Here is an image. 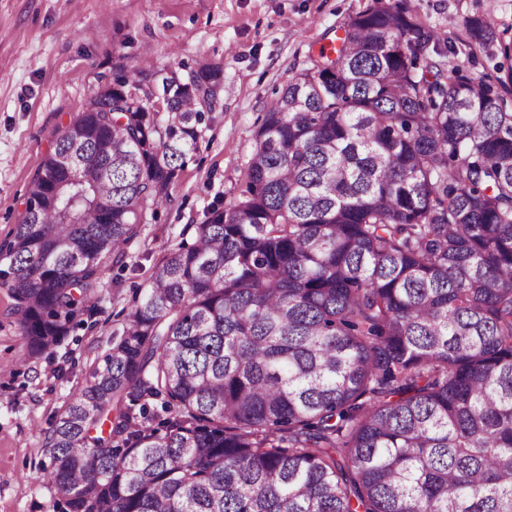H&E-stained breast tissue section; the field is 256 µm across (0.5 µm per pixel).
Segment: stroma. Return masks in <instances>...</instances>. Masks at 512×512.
I'll return each mask as SVG.
<instances>
[{
  "instance_id": "stroma-1",
  "label": "stroma",
  "mask_w": 512,
  "mask_h": 512,
  "mask_svg": "<svg viewBox=\"0 0 512 512\" xmlns=\"http://www.w3.org/2000/svg\"><path fill=\"white\" fill-rule=\"evenodd\" d=\"M367 0H0V240L24 209L57 131L116 72L142 58L159 69L206 58L224 86L199 147L167 204L147 218L124 264L106 263L98 309L54 354L22 359L13 299L0 287V512H49L40 482L51 425L103 364L172 248L193 242L212 203L229 206L243 186L268 103L335 46ZM427 26L465 40L456 21L488 14L512 25V0H409Z\"/></svg>"
}]
</instances>
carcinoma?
I'll return each mask as SVG.
<instances>
[{
  "label": "carcinoma",
  "mask_w": 512,
  "mask_h": 512,
  "mask_svg": "<svg viewBox=\"0 0 512 512\" xmlns=\"http://www.w3.org/2000/svg\"><path fill=\"white\" fill-rule=\"evenodd\" d=\"M458 26L512 57V26ZM341 30L55 421L56 512H512V68H445L407 0ZM223 82L146 60L71 120L93 138L58 131L0 244L28 355L85 323Z\"/></svg>",
  "instance_id": "1"
}]
</instances>
